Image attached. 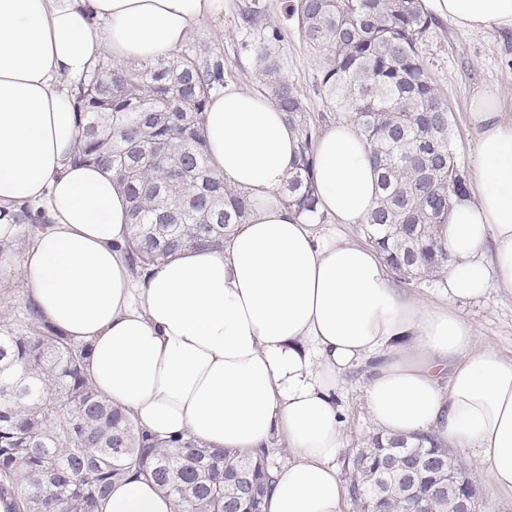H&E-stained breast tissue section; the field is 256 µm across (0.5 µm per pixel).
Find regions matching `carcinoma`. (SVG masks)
<instances>
[{
  "instance_id": "carcinoma-1",
  "label": "carcinoma",
  "mask_w": 512,
  "mask_h": 512,
  "mask_svg": "<svg viewBox=\"0 0 512 512\" xmlns=\"http://www.w3.org/2000/svg\"><path fill=\"white\" fill-rule=\"evenodd\" d=\"M286 15L323 58L321 90L351 114L378 171V200L366 234L399 279L445 274L439 228L465 191L452 146L451 112L420 59L435 24L420 0H289ZM288 30L266 0L239 10L238 49L253 58L258 91L286 114L298 160L281 194L296 212L317 215L312 128L288 80ZM224 89V58L194 49L169 59L114 67L100 59L75 88L78 139L73 160L109 163L125 185L133 267L156 265L198 246L222 247L252 202L209 166L203 116ZM8 221L28 235L49 227L45 208L21 204ZM319 216V215H317ZM324 220V216H319ZM24 330L0 327V496L13 512H96L112 485L134 470L174 498L176 512H261L272 464L184 436L160 441L125 409L101 396L73 344L23 306ZM358 512H448L461 470L428 437H368L353 460ZM246 473L250 496L236 479Z\"/></svg>"
}]
</instances>
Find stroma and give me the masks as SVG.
<instances>
[{
	"mask_svg": "<svg viewBox=\"0 0 512 512\" xmlns=\"http://www.w3.org/2000/svg\"><path fill=\"white\" fill-rule=\"evenodd\" d=\"M244 0H224V17L204 19L190 37L192 43L205 44L224 57V84L242 91H256L254 64L237 51V18ZM421 58L452 113L455 149L462 170H469L476 133L470 123L469 105L479 91L494 94L502 112L512 117V31L488 29L462 32L448 20L438 19L419 46ZM285 74L299 89L306 110L316 128L339 118L320 92L323 58L289 29L284 45ZM30 237L19 235L0 246V315L13 328H20V308L25 299L20 265ZM456 308L473 326L478 345L512 357V295L494 291L481 300H460ZM336 402L343 411L344 446L336 456V469L343 483L352 476V450L376 430L364 398V372L348 374ZM474 480L478 490L479 512H512V493L495 488L484 466L461 448L453 449Z\"/></svg>",
	"mask_w": 512,
	"mask_h": 512,
	"instance_id": "35a3bbf8",
	"label": "stroma"
}]
</instances>
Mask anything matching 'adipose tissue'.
I'll use <instances>...</instances> for the list:
<instances>
[{
  "instance_id": "ef3b65f1",
  "label": "adipose tissue",
  "mask_w": 512,
  "mask_h": 512,
  "mask_svg": "<svg viewBox=\"0 0 512 512\" xmlns=\"http://www.w3.org/2000/svg\"><path fill=\"white\" fill-rule=\"evenodd\" d=\"M457 28L512 30V0H421ZM224 0H0V209L45 206L52 223L22 263L41 317L89 349L85 371L161 439L292 458L273 470L265 512H342L336 472L347 371L365 368L369 416L389 436L428 435L467 449L512 492V358L478 346L460 299L512 294V119L493 94L471 101L477 132L465 194L441 229L449 262L432 304L400 288L370 246L322 233L281 200L297 138L263 95L213 96L204 139L211 167L253 210L220 248L134 274L128 202L111 170L76 164L70 81L100 56L126 66L176 52ZM320 212L364 223L378 175L351 119L314 146ZM129 474L97 512H173Z\"/></svg>"
}]
</instances>
